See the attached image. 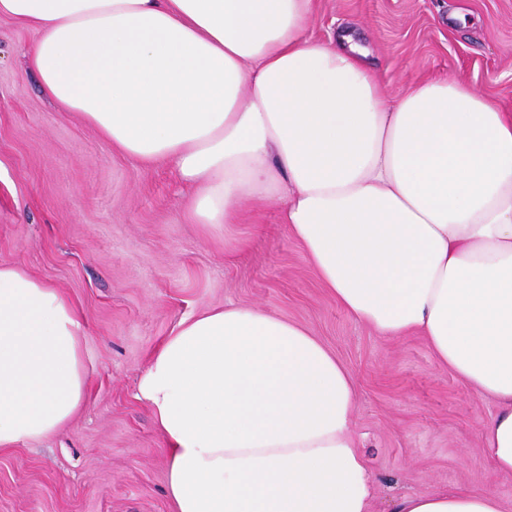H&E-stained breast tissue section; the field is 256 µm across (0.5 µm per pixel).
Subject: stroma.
Instances as JSON below:
<instances>
[{
  "label": "stroma",
  "instance_id": "35a3bbf8",
  "mask_svg": "<svg viewBox=\"0 0 512 512\" xmlns=\"http://www.w3.org/2000/svg\"><path fill=\"white\" fill-rule=\"evenodd\" d=\"M349 29L391 96L464 81L512 113V0H312L307 34ZM34 30L0 19V262L82 313L86 400L57 434L0 451V512H172L166 445L137 386L184 318L250 305L302 324L357 384L353 433L372 512L403 494L489 487L512 512V476L487 463L493 414L423 338H387L322 288L278 204L200 224L174 166L113 151L80 113L41 92Z\"/></svg>",
  "mask_w": 512,
  "mask_h": 512
}]
</instances>
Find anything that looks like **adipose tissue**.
I'll return each instance as SVG.
<instances>
[{"instance_id": "1", "label": "adipose tissue", "mask_w": 512, "mask_h": 512, "mask_svg": "<svg viewBox=\"0 0 512 512\" xmlns=\"http://www.w3.org/2000/svg\"><path fill=\"white\" fill-rule=\"evenodd\" d=\"M312 0H0L36 30L53 101L120 154L172 162L202 224L281 205L323 288L387 337L422 336L495 411L512 476V114L458 80L394 97L349 31L312 41ZM80 313L0 263V451L85 401ZM356 383L305 326L228 305L183 319L138 397L167 444L174 512H370ZM488 488L406 494L395 512H503Z\"/></svg>"}]
</instances>
